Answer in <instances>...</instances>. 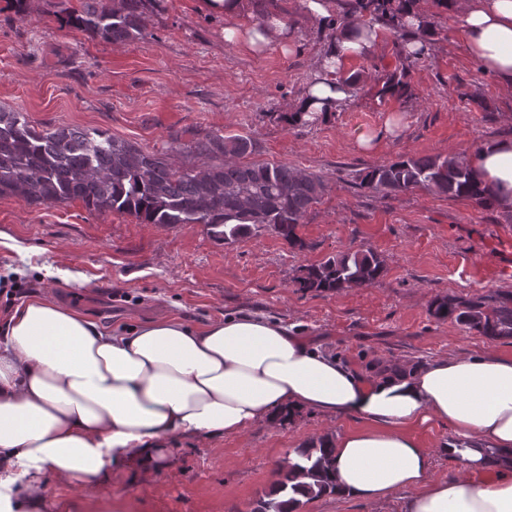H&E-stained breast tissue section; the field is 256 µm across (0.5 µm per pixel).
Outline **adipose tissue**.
<instances>
[{"label":"adipose tissue","instance_id":"obj_1","mask_svg":"<svg viewBox=\"0 0 512 512\" xmlns=\"http://www.w3.org/2000/svg\"><path fill=\"white\" fill-rule=\"evenodd\" d=\"M198 9L226 19L225 41L251 53L292 42L283 13L243 23L246 0ZM446 10L471 58L512 91V0H447ZM380 34L356 23L330 40L296 111L347 104L336 73L372 54ZM467 162L512 209V141L479 143ZM299 411L358 422L328 438L336 496L375 504L403 493L405 512H512V357L443 356L367 378L274 319L190 327L166 317L117 334L42 296L15 306L0 334V472L29 473L27 512H45L41 473L61 485L126 466L155 473L173 437L205 442ZM432 420L451 431L434 449L410 433ZM438 454L457 462L454 477L433 479Z\"/></svg>","mask_w":512,"mask_h":512}]
</instances>
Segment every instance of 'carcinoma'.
Masks as SVG:
<instances>
[{
    "mask_svg": "<svg viewBox=\"0 0 512 512\" xmlns=\"http://www.w3.org/2000/svg\"><path fill=\"white\" fill-rule=\"evenodd\" d=\"M69 0L58 7L66 23L107 42L144 37L147 11L158 0ZM410 0H347L336 19V33L356 21L379 25L406 38L400 21ZM408 93L406 71L384 75L380 95ZM203 160L200 165L170 161L169 153ZM254 140L241 134H211L184 142L171 138L169 152H149L101 130L59 126L38 129L19 109L0 107V196H15L31 206L80 201L100 215L135 217L142 224L176 227L203 224L210 235L229 244L272 232L291 248H304L297 234L327 190L322 176L286 163L249 161ZM359 189L385 195L424 189L463 198L489 209L495 200L476 181L463 160L425 155L400 158L358 176ZM384 258L370 248H349L305 268L298 279L304 291L337 293L371 286L384 272ZM430 313L492 341L512 340V292L472 298H436ZM322 436L300 451L308 461L278 469L273 495L256 502L251 512H295L298 499L332 491L330 449Z\"/></svg>",
    "mask_w": 512,
    "mask_h": 512,
    "instance_id": "1",
    "label": "carcinoma"
}]
</instances>
